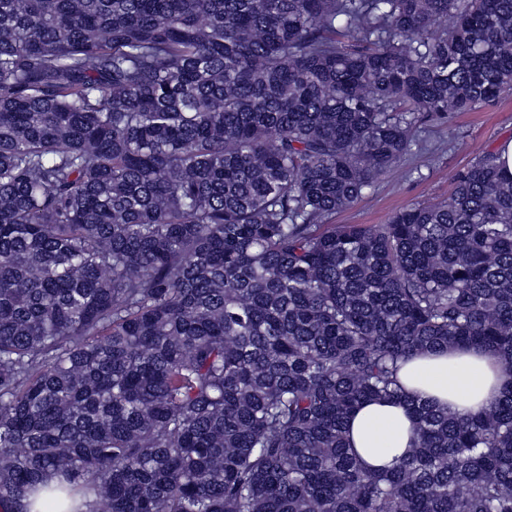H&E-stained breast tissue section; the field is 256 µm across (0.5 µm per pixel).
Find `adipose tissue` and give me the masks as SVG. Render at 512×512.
<instances>
[{"label":"adipose tissue","instance_id":"1","mask_svg":"<svg viewBox=\"0 0 512 512\" xmlns=\"http://www.w3.org/2000/svg\"><path fill=\"white\" fill-rule=\"evenodd\" d=\"M399 378L406 399L366 402L349 422L351 448L373 468L391 467L409 448L415 422L410 397L467 415L489 406L512 380L491 352L477 347L413 356L403 364Z\"/></svg>","mask_w":512,"mask_h":512}]
</instances>
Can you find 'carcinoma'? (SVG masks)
Masks as SVG:
<instances>
[{
  "label": "carcinoma",
  "mask_w": 512,
  "mask_h": 512,
  "mask_svg": "<svg viewBox=\"0 0 512 512\" xmlns=\"http://www.w3.org/2000/svg\"><path fill=\"white\" fill-rule=\"evenodd\" d=\"M512 92V0H0V512H512V386L365 467L402 364L512 375V180L329 224ZM415 418L408 402L372 400L349 422L348 439L362 461L372 468H388L410 447Z\"/></svg>",
  "instance_id": "obj_1"
}]
</instances>
